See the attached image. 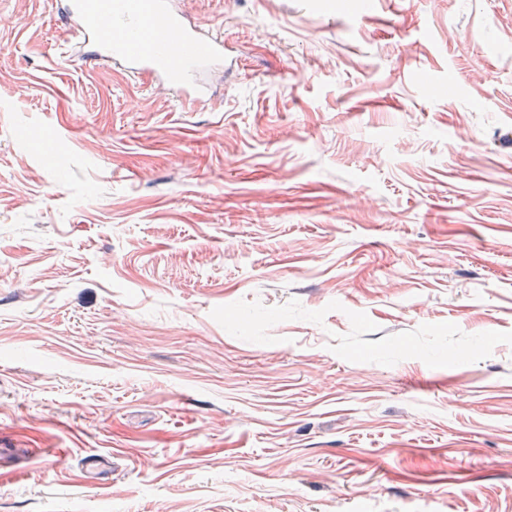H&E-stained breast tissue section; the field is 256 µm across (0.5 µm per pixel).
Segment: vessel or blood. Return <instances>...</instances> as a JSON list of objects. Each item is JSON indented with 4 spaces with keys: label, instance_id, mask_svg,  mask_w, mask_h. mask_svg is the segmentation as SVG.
Here are the masks:
<instances>
[{
    "label": "vessel or blood",
    "instance_id": "vessel-or-blood-1",
    "mask_svg": "<svg viewBox=\"0 0 512 512\" xmlns=\"http://www.w3.org/2000/svg\"><path fill=\"white\" fill-rule=\"evenodd\" d=\"M63 12L93 41L87 59L161 78L185 101L204 97L200 74L224 58L223 40L188 25L174 0H66Z\"/></svg>",
    "mask_w": 512,
    "mask_h": 512
}]
</instances>
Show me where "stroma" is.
<instances>
[{
	"label": "stroma",
	"instance_id": "1",
	"mask_svg": "<svg viewBox=\"0 0 512 512\" xmlns=\"http://www.w3.org/2000/svg\"><path fill=\"white\" fill-rule=\"evenodd\" d=\"M176 3L0 0V512H512V0ZM65 2L64 16L77 20L84 42L95 44L84 53L87 60L160 77L181 100L204 97L200 74L224 59V41L188 25L172 0Z\"/></svg>",
	"mask_w": 512,
	"mask_h": 512
}]
</instances>
